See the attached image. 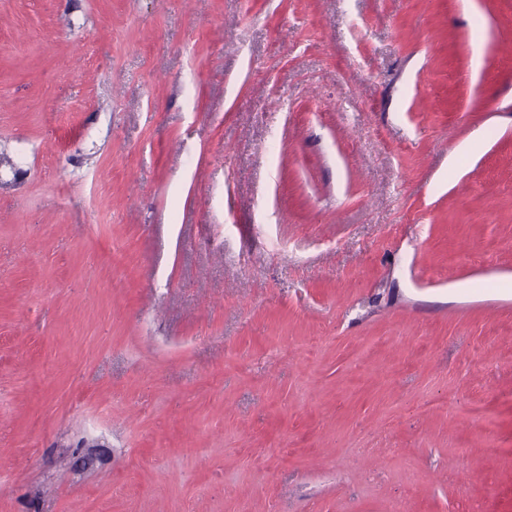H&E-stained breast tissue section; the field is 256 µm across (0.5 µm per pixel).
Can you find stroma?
Masks as SVG:
<instances>
[{
  "label": "stroma",
  "instance_id": "1",
  "mask_svg": "<svg viewBox=\"0 0 512 512\" xmlns=\"http://www.w3.org/2000/svg\"><path fill=\"white\" fill-rule=\"evenodd\" d=\"M0 512H512V0H0Z\"/></svg>",
  "mask_w": 512,
  "mask_h": 512
}]
</instances>
